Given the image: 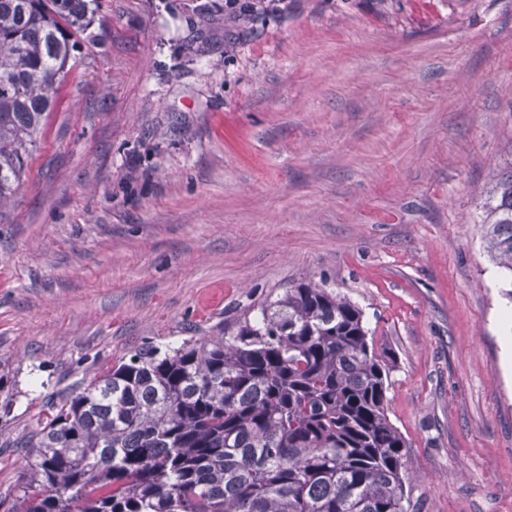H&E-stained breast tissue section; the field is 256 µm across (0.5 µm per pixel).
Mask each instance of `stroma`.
<instances>
[{
    "label": "stroma",
    "mask_w": 512,
    "mask_h": 512,
    "mask_svg": "<svg viewBox=\"0 0 512 512\" xmlns=\"http://www.w3.org/2000/svg\"><path fill=\"white\" fill-rule=\"evenodd\" d=\"M0 209V486L48 397L302 282L395 357L413 512H512V301L480 195L512 155V0H100Z\"/></svg>",
    "instance_id": "35a3bbf8"
}]
</instances>
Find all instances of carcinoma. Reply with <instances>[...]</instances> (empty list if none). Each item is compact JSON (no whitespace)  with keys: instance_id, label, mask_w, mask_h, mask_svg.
Masks as SVG:
<instances>
[{"instance_id":"1","label":"carcinoma","mask_w":512,"mask_h":512,"mask_svg":"<svg viewBox=\"0 0 512 512\" xmlns=\"http://www.w3.org/2000/svg\"><path fill=\"white\" fill-rule=\"evenodd\" d=\"M99 0H0V206L22 184ZM512 278V161L481 201ZM393 357L349 298L287 289L216 336L149 344L49 398L3 512H409Z\"/></svg>"}]
</instances>
